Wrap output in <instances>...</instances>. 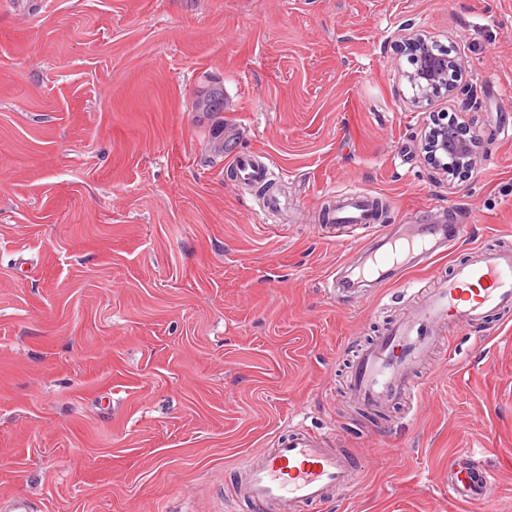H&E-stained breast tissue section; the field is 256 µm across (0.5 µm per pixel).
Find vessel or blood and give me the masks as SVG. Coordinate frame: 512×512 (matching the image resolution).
Wrapping results in <instances>:
<instances>
[{
	"instance_id": "1",
	"label": "vessel or blood",
	"mask_w": 512,
	"mask_h": 512,
	"mask_svg": "<svg viewBox=\"0 0 512 512\" xmlns=\"http://www.w3.org/2000/svg\"><path fill=\"white\" fill-rule=\"evenodd\" d=\"M232 166L240 180L251 185L268 184L277 176L268 157L259 153L235 154ZM342 199L338 220L373 223L374 196L348 190ZM463 229L460 223L413 227L389 249L372 254L367 272L384 274L399 267L405 255L428 261L437 249L454 243ZM495 315L512 318V248L476 245L448 279L425 295L418 309L361 349L348 376L351 397L371 408L409 400L420 388L414 373L436 342L437 324L469 332ZM239 468L240 496L261 507L277 505L279 512H302L303 508L321 505L333 490L356 478L350 457L323 447L320 439L305 429L292 430L260 457L242 459ZM448 484L468 500L480 501L491 493L490 478L480 474L467 456L450 465Z\"/></svg>"
}]
</instances>
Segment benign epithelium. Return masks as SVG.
I'll return each instance as SVG.
<instances>
[{"label":"benign epithelium","instance_id":"7a95c632","mask_svg":"<svg viewBox=\"0 0 512 512\" xmlns=\"http://www.w3.org/2000/svg\"><path fill=\"white\" fill-rule=\"evenodd\" d=\"M404 40L413 60V70L406 72V79L413 91L414 105L440 94L457 99L466 106L477 103L473 87L448 80V69L461 71L462 60L435 54L431 50L432 37L425 34L410 33ZM477 140L476 135L461 127L429 124L424 133L426 161L446 175L453 174L451 180L463 181L476 169Z\"/></svg>","mask_w":512,"mask_h":512}]
</instances>
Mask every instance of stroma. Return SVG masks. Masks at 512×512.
<instances>
[{
    "mask_svg": "<svg viewBox=\"0 0 512 512\" xmlns=\"http://www.w3.org/2000/svg\"><path fill=\"white\" fill-rule=\"evenodd\" d=\"M461 58L478 103L408 100L401 29ZM227 100L213 107L214 93ZM439 112L478 136L449 188ZM512 0H0V499L32 512H276L238 462L298 426L352 457L327 512H512V323L451 336L412 404L344 394L383 335L473 245L512 243ZM259 150L268 212L230 158ZM384 222L328 237L338 191ZM464 218L453 249L337 288L378 235ZM470 452L493 480L455 499ZM448 485L459 496L473 501L484 500L491 493V479L476 470L469 456H461L450 465Z\"/></svg>",
    "mask_w": 512,
    "mask_h": 512,
    "instance_id": "obj_1",
    "label": "stroma"
}]
</instances>
